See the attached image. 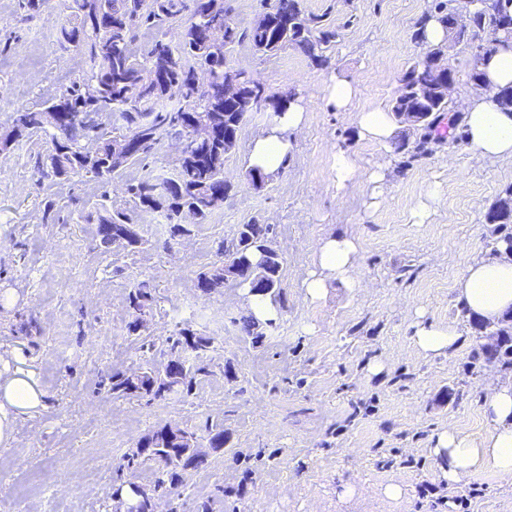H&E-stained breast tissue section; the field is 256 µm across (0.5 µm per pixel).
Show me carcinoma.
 <instances>
[{
    "mask_svg": "<svg viewBox=\"0 0 512 512\" xmlns=\"http://www.w3.org/2000/svg\"><path fill=\"white\" fill-rule=\"evenodd\" d=\"M17 15L23 25L39 20L49 6V0H17ZM197 0H75L72 13L56 32V46L62 51L75 49L85 56L82 74L73 79L64 92L53 101L43 100L14 109L8 118L15 133L14 143L0 148L6 156L32 139L48 140L46 153L35 156L34 166L41 178L51 182L88 178L107 185L120 178L131 167H138L142 174L126 182L131 205L125 208L107 207V196H102L96 213L86 211L83 199L71 196L65 203L47 197L43 203V219L53 224L65 223L62 212L99 225H112V235L105 238L98 233L97 248L107 253L113 241L120 238L124 226L132 220V212L158 213L166 221L168 238L163 246L170 245L184 230L178 214L186 207L201 211V223L206 224L213 214L223 208L214 205L212 196L226 201L231 190L224 181L226 158L224 140L210 145L188 147L177 167L162 175L151 167L162 142L169 138H184L186 131L179 122L183 108L193 106L204 112L217 126H234L245 114L264 111V98L270 99L275 113L283 112L293 100L295 91L268 92L264 97L254 93V80L243 70L238 74L244 96L239 99L224 98V62L231 50L248 43L256 53L265 58L277 56L287 47L300 50L316 65L329 64L327 52L336 43L339 31L328 22L326 15L308 14L302 9L301 0H275V12L249 27L236 22L224 31V49L214 48L206 31L215 20H224L230 14L224 0H209L211 13L204 14V5ZM473 28L455 33L456 42L470 49L472 68L470 82L482 86L481 62L501 49H511L512 43L502 41L498 30L512 26V0H474ZM448 0H431L415 24L414 39L422 51L407 67L393 99L392 112L419 113L421 137L411 157L418 156L428 135L438 141L459 142L467 139V126L460 113L447 99L423 101L416 97L421 87H431L442 78L439 50L441 44H430L423 38L425 26L432 20L446 21ZM177 34V40L169 35ZM207 64L214 72L213 81L205 88L194 83V68ZM158 68L164 70L166 81L149 84L147 73ZM118 98H130L133 104L122 110L128 132L142 137L140 152L129 158L112 161L104 153L97 165L88 168L83 163L82 147L92 137L108 143L112 141L115 124L110 116L115 112ZM45 112H63L71 117L62 129L55 131L44 126L39 116ZM487 223L495 225L491 252L512 249V187L498 196L486 213ZM273 227L252 220L237 230L236 249L244 262L233 266L231 274L236 284L253 295L263 297L275 294L281 285L283 259L268 260L257 270L250 264L252 254L258 250L261 238L270 235ZM128 300L140 308L152 309L155 302L152 290L145 284L132 288ZM240 330L255 341L266 336L271 323H261L253 315L239 319ZM482 336L496 337L492 348L482 345L478 357L495 361L504 369H512V311L497 324L483 322L476 325ZM213 338L190 328H182L178 337L168 339L162 355L173 358L192 354V362L185 369L171 376L165 366L144 371V378L133 381L120 370L108 375L107 393L116 397L167 400L181 399L201 383L206 368L197 364L210 349ZM206 439L212 448H222L226 443L224 422H208L203 435L193 431H174L163 425L143 437L136 449L125 454L118 468L130 470L144 460L159 464L154 490L169 491L178 485L183 473L203 463L198 448L191 443Z\"/></svg>",
    "mask_w": 512,
    "mask_h": 512,
    "instance_id": "1",
    "label": "carcinoma"
}]
</instances>
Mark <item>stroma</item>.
Returning a JSON list of instances; mask_svg holds the SVG:
<instances>
[{
    "label": "stroma",
    "instance_id": "stroma-1",
    "mask_svg": "<svg viewBox=\"0 0 512 512\" xmlns=\"http://www.w3.org/2000/svg\"><path fill=\"white\" fill-rule=\"evenodd\" d=\"M428 3L302 0L306 13L328 14L340 32L322 70L291 48L266 59L237 46L232 65L271 91L295 89L305 124L287 166L257 188L245 178L247 146L278 117L253 113L224 164L238 189L224 203L223 223L195 225L169 249L155 220L142 225L141 246L107 253L93 247L96 225L43 223L46 192L76 193L91 206L105 192L120 205L122 180L105 189L93 181L49 189L32 161L37 145L0 156V372L32 371L45 394L43 407L18 416L12 441L0 444V512L15 484L49 466L65 496H43L24 512H114L128 499V483L154 490L153 461L115 472L124 454L159 426L194 430L209 419L223 421L225 447L207 450L204 464L160 498L162 512H201L205 501L215 512H512V482L483 471L443 485L446 461L433 451L449 428L483 437L490 381L512 383V370L474 362L482 340L455 291L473 255L490 254L485 215L512 185V159L481 157L464 142L432 146L409 162L393 143L361 137L354 121L357 113L390 109L421 51L412 34ZM68 14L65 0H51L39 21L22 28L15 0H0V37L41 61L35 69L0 68V127L14 108L62 94L57 70L74 76L84 68L82 53H60L52 41ZM337 78L358 88L341 112L328 99ZM339 150L359 171L341 194ZM421 203L429 211L419 224L413 210ZM254 219L272 225L283 259L278 316L259 342L237 324L249 311L246 289L206 296L196 289L198 274L222 263L215 241ZM330 234L358 239L356 284L330 282L314 301L303 281ZM141 282L155 288L158 303L132 336L126 297ZM418 321L458 326L451 356L415 348ZM190 323L214 341L208 374L191 395L151 403L107 395L106 371L149 367L160 356L145 341L165 343ZM426 480L441 486L440 498L419 497ZM394 483L403 488L397 499L384 493ZM462 496L464 508L455 504Z\"/></svg>",
    "mask_w": 512,
    "mask_h": 512
}]
</instances>
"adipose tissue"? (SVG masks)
<instances>
[{
  "instance_id": "ef3b65f1",
  "label": "adipose tissue",
  "mask_w": 512,
  "mask_h": 512,
  "mask_svg": "<svg viewBox=\"0 0 512 512\" xmlns=\"http://www.w3.org/2000/svg\"><path fill=\"white\" fill-rule=\"evenodd\" d=\"M482 70L481 98L465 109L469 143L481 156L512 158V107L504 108L497 102L501 89L512 84V50L496 54ZM304 122L303 106L290 104L280 114L277 126L260 132L251 141L249 165L268 174L279 171L288 159L293 136ZM316 255L319 269L303 281L308 296L314 299L324 295L330 281H349L359 260V243L352 236L330 234L320 241ZM456 291L470 316L486 322L498 320L512 310V254L473 257ZM460 336L457 326L419 322L413 328L412 342L424 356L438 357L455 349ZM41 396L31 372H0V443L12 436L13 411L38 406ZM483 415L487 431L481 439L451 429L438 435L436 451L448 458V467L442 473L448 483H459L485 470L512 480V385L490 384Z\"/></svg>"
}]
</instances>
